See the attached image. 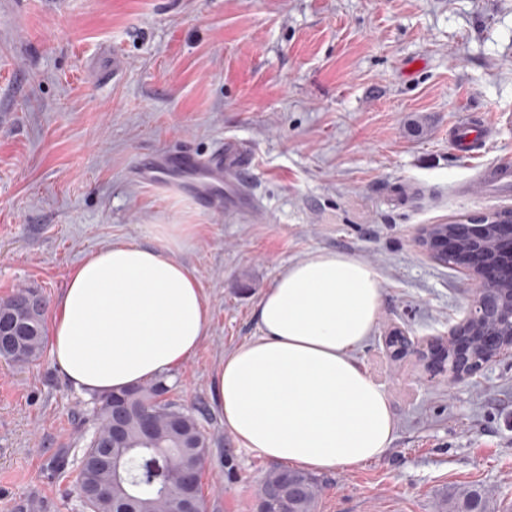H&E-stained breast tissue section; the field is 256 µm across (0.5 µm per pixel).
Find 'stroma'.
Instances as JSON below:
<instances>
[{"label": "stroma", "mask_w": 512, "mask_h": 512, "mask_svg": "<svg viewBox=\"0 0 512 512\" xmlns=\"http://www.w3.org/2000/svg\"><path fill=\"white\" fill-rule=\"evenodd\" d=\"M124 70L112 75L113 57ZM492 129L466 154L462 120ZM250 152L262 221L132 182L154 155L225 141ZM512 156V0H0V301L30 288L53 306L73 267L115 240L159 245L190 224L177 259L211 309L196 353L167 377L202 404L207 512H255L275 461L242 448L214 403L225 354L259 336L258 301L315 250L380 275V314L356 356L396 420L380 458L319 475L317 512H440L479 492L512 505V357L460 380L392 360L385 335H447L469 281L420 247L427 224L512 211V193L466 191ZM96 426L91 395L49 352L0 359V512H83L76 480Z\"/></svg>", "instance_id": "35a3bbf8"}]
</instances>
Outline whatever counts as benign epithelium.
Instances as JSON below:
<instances>
[{
  "mask_svg": "<svg viewBox=\"0 0 512 512\" xmlns=\"http://www.w3.org/2000/svg\"><path fill=\"white\" fill-rule=\"evenodd\" d=\"M466 240L453 232L439 237L433 229L422 231L421 243L435 260L454 255L455 268L472 281L470 306L464 318L451 326L448 335L422 349L409 337L393 331L386 337L390 357L398 359L413 351L432 373H446L456 380L469 377L485 365L512 354V224L494 225L478 219L465 225ZM42 302L30 294L17 300L12 315L28 317L41 310ZM0 349L21 357L22 349L13 333L0 326Z\"/></svg>",
  "mask_w": 512,
  "mask_h": 512,
  "instance_id": "benign-epithelium-1",
  "label": "benign epithelium"
}]
</instances>
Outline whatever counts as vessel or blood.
Segmentation results:
<instances>
[{"label":"vessel or blood","instance_id":"1","mask_svg":"<svg viewBox=\"0 0 512 512\" xmlns=\"http://www.w3.org/2000/svg\"><path fill=\"white\" fill-rule=\"evenodd\" d=\"M486 134L485 126L471 121L460 122L448 131L449 139L463 148L484 138ZM251 165L250 154L236 145L228 144L223 150L206 158L199 157L188 149L160 153L148 163L135 166L131 175L139 181L157 184L167 176L168 172L174 170L202 173L203 180L197 184L196 191L211 209L220 210L224 207L221 189L225 176H233L238 187H245V176ZM480 181L486 186L502 190L512 188V162L503 160L483 168Z\"/></svg>","mask_w":512,"mask_h":512}]
</instances>
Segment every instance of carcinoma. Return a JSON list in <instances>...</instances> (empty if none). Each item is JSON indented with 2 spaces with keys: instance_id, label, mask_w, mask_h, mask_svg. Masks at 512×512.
I'll list each match as a JSON object with an SVG mask.
<instances>
[{
  "instance_id": "obj_1",
  "label": "carcinoma",
  "mask_w": 512,
  "mask_h": 512,
  "mask_svg": "<svg viewBox=\"0 0 512 512\" xmlns=\"http://www.w3.org/2000/svg\"><path fill=\"white\" fill-rule=\"evenodd\" d=\"M44 315H39L33 329L26 333V356L17 360L28 364L44 348ZM135 398L129 402L130 412L140 407L152 412L156 420V441L150 445L142 440L138 420L129 418L125 447L124 486L112 489V497L94 503L96 512H175L174 504L182 496L202 500L200 470L197 457L208 439L201 426L198 413L182 405L159 399L168 392L166 380L157 379L133 389ZM96 416L100 426L97 439L90 440L87 462L97 456V449L112 447L110 431L112 418L111 396H96ZM320 494L319 481L299 470L274 469L264 478L257 496L256 507L265 512H316Z\"/></svg>"
}]
</instances>
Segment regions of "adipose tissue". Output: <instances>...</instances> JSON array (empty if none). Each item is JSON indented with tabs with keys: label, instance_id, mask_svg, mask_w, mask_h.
Returning <instances> with one entry per match:
<instances>
[{
	"label": "adipose tissue",
	"instance_id": "obj_1",
	"mask_svg": "<svg viewBox=\"0 0 512 512\" xmlns=\"http://www.w3.org/2000/svg\"><path fill=\"white\" fill-rule=\"evenodd\" d=\"M164 248L112 242L69 276L49 336L62 379L94 395L179 367L207 334L210 307L174 253L193 233L163 224ZM380 277L355 256L314 251L289 263L256 308L260 334L227 353L214 396L241 447L313 473L381 457L395 421L384 388L353 353L379 315Z\"/></svg>",
	"mask_w": 512,
	"mask_h": 512
}]
</instances>
